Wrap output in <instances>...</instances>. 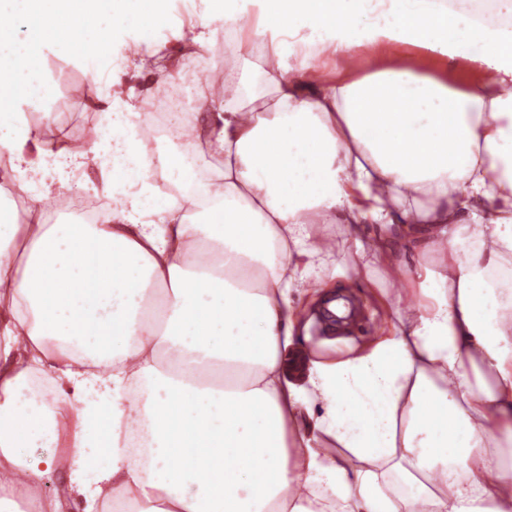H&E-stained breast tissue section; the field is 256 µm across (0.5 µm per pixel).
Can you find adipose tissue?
Returning a JSON list of instances; mask_svg holds the SVG:
<instances>
[{"mask_svg": "<svg viewBox=\"0 0 512 512\" xmlns=\"http://www.w3.org/2000/svg\"><path fill=\"white\" fill-rule=\"evenodd\" d=\"M364 15L124 0L95 36L9 49L0 201L26 200L0 211V512H62L41 493L57 467L83 512H512V465L489 458L512 445V95L500 67L462 88L353 77L378 36L434 44L415 0L382 33ZM223 50L217 97L204 75ZM54 61L108 70L77 147L29 119ZM190 62L202 76L157 132L141 102ZM67 168L93 172L103 203L53 224ZM336 223L421 297L296 380L294 298L335 311L310 275Z\"/></svg>", "mask_w": 512, "mask_h": 512, "instance_id": "1", "label": "adipose tissue"}]
</instances>
